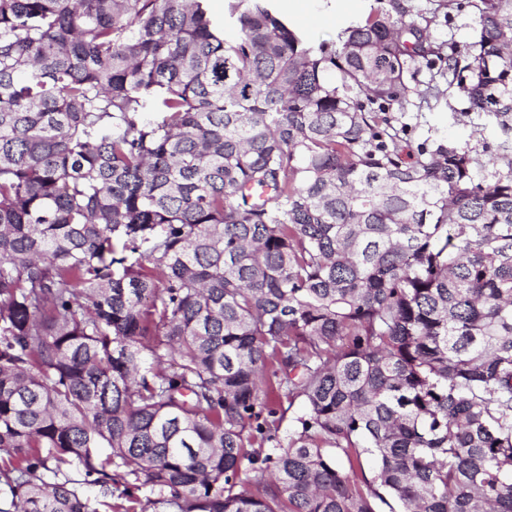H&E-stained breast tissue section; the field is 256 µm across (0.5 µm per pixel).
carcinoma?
<instances>
[{
	"label": "carcinoma",
	"mask_w": 512,
	"mask_h": 512,
	"mask_svg": "<svg viewBox=\"0 0 512 512\" xmlns=\"http://www.w3.org/2000/svg\"><path fill=\"white\" fill-rule=\"evenodd\" d=\"M205 2L0 0V512H512V0ZM439 62L484 165L390 132ZM376 0H273V9L310 42L336 40L352 22L364 20ZM410 16L420 25L428 23L430 39L435 44H443L448 53V42L464 51L472 40L473 22L466 12L448 9V0H400ZM451 14V21L445 22L444 15Z\"/></svg>",
	"instance_id": "1"
}]
</instances>
